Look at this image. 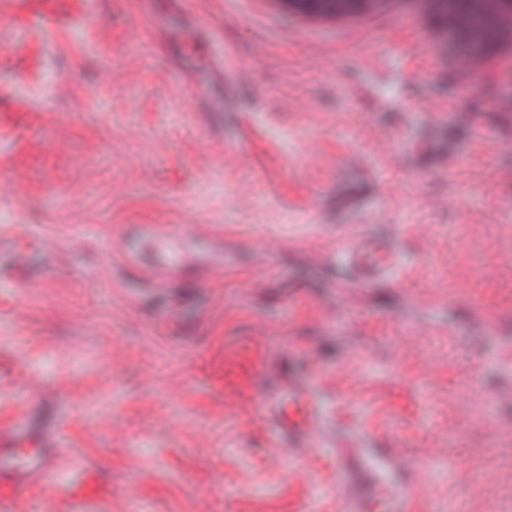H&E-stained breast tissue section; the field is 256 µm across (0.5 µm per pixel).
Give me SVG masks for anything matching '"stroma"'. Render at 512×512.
<instances>
[{"instance_id":"stroma-1","label":"stroma","mask_w":512,"mask_h":512,"mask_svg":"<svg viewBox=\"0 0 512 512\" xmlns=\"http://www.w3.org/2000/svg\"><path fill=\"white\" fill-rule=\"evenodd\" d=\"M426 25L0 0V446L61 452L0 512H339L366 446L412 512H512V56L471 87ZM298 385L291 459L256 397ZM259 403L264 413L288 439L289 448L321 447L320 409L312 394L296 389H288V405L303 403L307 410L301 422L285 415L286 402L279 396L262 395Z\"/></svg>"}]
</instances>
